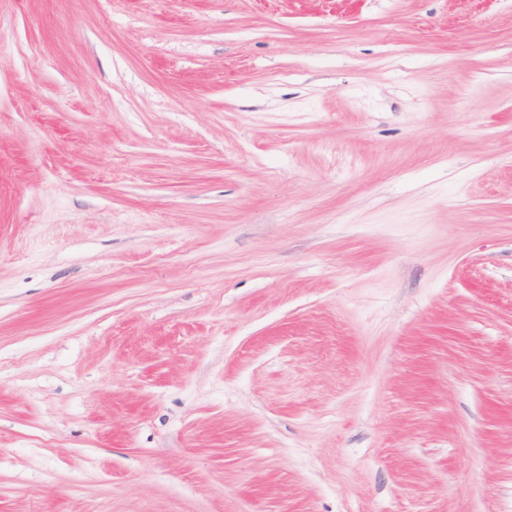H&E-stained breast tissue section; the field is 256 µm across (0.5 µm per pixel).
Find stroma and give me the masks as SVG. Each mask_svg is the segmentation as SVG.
<instances>
[{"label": "stroma", "mask_w": 512, "mask_h": 512, "mask_svg": "<svg viewBox=\"0 0 512 512\" xmlns=\"http://www.w3.org/2000/svg\"><path fill=\"white\" fill-rule=\"evenodd\" d=\"M0 512H512V0H0Z\"/></svg>", "instance_id": "35a3bbf8"}]
</instances>
